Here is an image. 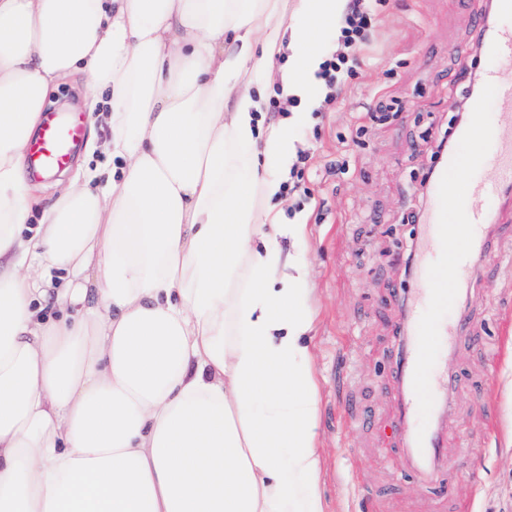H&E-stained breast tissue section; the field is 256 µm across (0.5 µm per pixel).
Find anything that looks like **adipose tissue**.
<instances>
[{"instance_id":"1","label":"adipose tissue","mask_w":512,"mask_h":512,"mask_svg":"<svg viewBox=\"0 0 512 512\" xmlns=\"http://www.w3.org/2000/svg\"><path fill=\"white\" fill-rule=\"evenodd\" d=\"M343 0H0V512H329L294 160ZM87 79L112 166L40 224L24 166ZM292 243L283 250L281 240ZM292 52L290 49H283L277 56L274 64V68L272 70V73L270 75L269 79V85H267L264 89V97H265V105L263 112L265 118H264V125L268 123L269 117L274 115L271 112H281L279 108V102L275 97H271L275 95V90L281 89V80L279 78L280 73H282L288 64V59L290 58ZM284 58V59H283ZM283 59V60H282ZM270 98V99H269ZM268 101H269V109L271 112H268Z\"/></svg>"}]
</instances>
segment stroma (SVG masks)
Segmentation results:
<instances>
[{
    "instance_id": "35a3bbf8",
    "label": "stroma",
    "mask_w": 512,
    "mask_h": 512,
    "mask_svg": "<svg viewBox=\"0 0 512 512\" xmlns=\"http://www.w3.org/2000/svg\"><path fill=\"white\" fill-rule=\"evenodd\" d=\"M487 0H385L368 62L348 79L344 105L321 88L297 131L312 158L302 191L267 205L305 223L301 245L315 293L317 434L330 512H512V213L488 231V252L462 288L470 324L447 356L457 377L443 421L448 492L401 475V386L395 375L402 286L395 255L420 242L406 217L432 165L427 148L451 129L459 68L476 52L475 9Z\"/></svg>"
}]
</instances>
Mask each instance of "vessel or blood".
<instances>
[{"label": "vessel or blood", "instance_id": "vessel-or-blood-1", "mask_svg": "<svg viewBox=\"0 0 512 512\" xmlns=\"http://www.w3.org/2000/svg\"><path fill=\"white\" fill-rule=\"evenodd\" d=\"M494 5V27H486L483 17L475 19L476 53L488 62L483 95L473 101L471 120L458 132L459 151L448 156L427 191L421 288L401 315L404 338L396 373L403 386L401 430L407 443L400 454L430 489L441 485L448 466V441L434 421L446 410L444 393L456 384L453 375L440 377L435 369L466 326L464 316L448 319L444 312L459 305V286L486 251V229L512 208V81L502 77L512 70V0H494ZM489 105L495 108L491 120L484 113ZM83 130L81 123L48 112L32 147L38 167L68 164Z\"/></svg>", "mask_w": 512, "mask_h": 512}]
</instances>
